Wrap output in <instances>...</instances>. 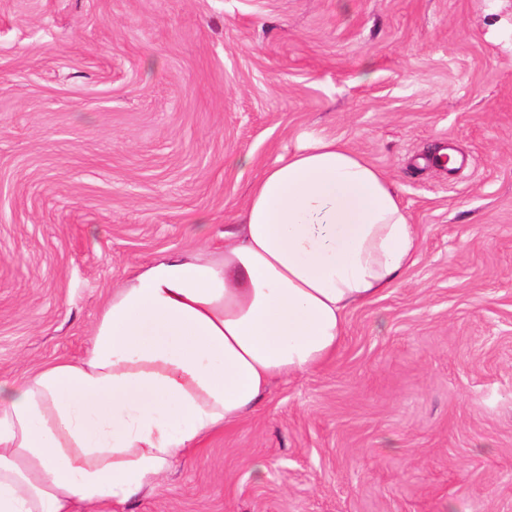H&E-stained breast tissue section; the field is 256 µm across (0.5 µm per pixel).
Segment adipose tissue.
I'll return each mask as SVG.
<instances>
[{
  "label": "adipose tissue",
  "instance_id": "1",
  "mask_svg": "<svg viewBox=\"0 0 512 512\" xmlns=\"http://www.w3.org/2000/svg\"><path fill=\"white\" fill-rule=\"evenodd\" d=\"M236 220L220 251L163 253L116 284L83 357L0 379V512H96L159 486L328 362L349 311L419 250L388 177L330 135L270 165Z\"/></svg>",
  "mask_w": 512,
  "mask_h": 512
}]
</instances>
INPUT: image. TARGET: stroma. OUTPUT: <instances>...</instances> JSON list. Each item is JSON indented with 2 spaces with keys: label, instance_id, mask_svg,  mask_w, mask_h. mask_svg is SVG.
<instances>
[{
  "label": "stroma",
  "instance_id": "stroma-1",
  "mask_svg": "<svg viewBox=\"0 0 512 512\" xmlns=\"http://www.w3.org/2000/svg\"><path fill=\"white\" fill-rule=\"evenodd\" d=\"M312 132L389 177L415 263L332 361L98 512H512V0H0V379L80 357L197 217L223 247Z\"/></svg>",
  "mask_w": 512,
  "mask_h": 512
}]
</instances>
